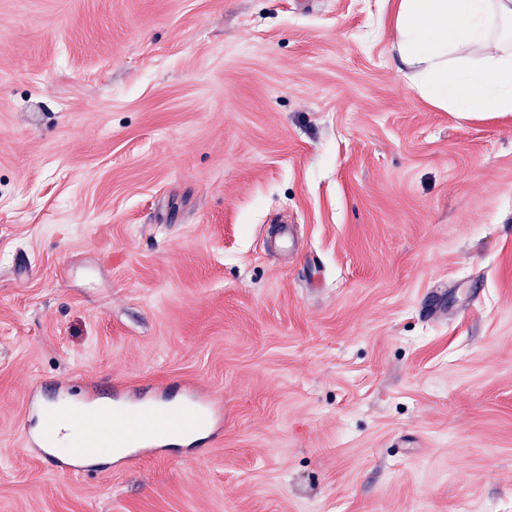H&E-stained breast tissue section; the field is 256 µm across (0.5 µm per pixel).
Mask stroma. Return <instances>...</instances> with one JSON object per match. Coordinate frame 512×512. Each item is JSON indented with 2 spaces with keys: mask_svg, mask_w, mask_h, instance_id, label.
<instances>
[{
  "mask_svg": "<svg viewBox=\"0 0 512 512\" xmlns=\"http://www.w3.org/2000/svg\"><path fill=\"white\" fill-rule=\"evenodd\" d=\"M396 7L0 0V512H512V113ZM86 385L221 426L74 476L29 407Z\"/></svg>",
  "mask_w": 512,
  "mask_h": 512,
  "instance_id": "stroma-1",
  "label": "stroma"
}]
</instances>
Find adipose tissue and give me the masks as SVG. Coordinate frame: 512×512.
<instances>
[{
	"mask_svg": "<svg viewBox=\"0 0 512 512\" xmlns=\"http://www.w3.org/2000/svg\"><path fill=\"white\" fill-rule=\"evenodd\" d=\"M390 51L417 91L461 116L512 112V0H398ZM478 46V62L464 49Z\"/></svg>",
	"mask_w": 512,
	"mask_h": 512,
	"instance_id": "ef3b65f1",
	"label": "adipose tissue"
}]
</instances>
